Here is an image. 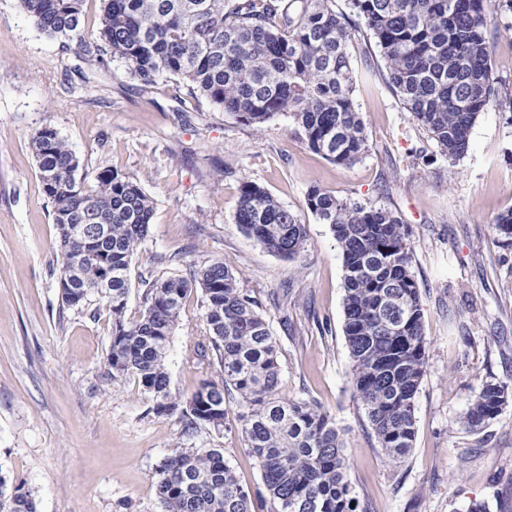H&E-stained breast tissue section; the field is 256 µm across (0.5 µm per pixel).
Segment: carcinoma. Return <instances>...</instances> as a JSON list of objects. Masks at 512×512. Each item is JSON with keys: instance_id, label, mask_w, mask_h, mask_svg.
Returning a JSON list of instances; mask_svg holds the SVG:
<instances>
[{"instance_id": "obj_1", "label": "carcinoma", "mask_w": 512, "mask_h": 512, "mask_svg": "<svg viewBox=\"0 0 512 512\" xmlns=\"http://www.w3.org/2000/svg\"><path fill=\"white\" fill-rule=\"evenodd\" d=\"M85 0H21L42 32L80 40L83 54L123 59L145 85L172 76L239 121L260 125L286 114L308 147L340 166L366 151L355 101L352 32L374 41L383 79L412 120L450 159L464 157L479 114L503 97L487 37L496 0H103L96 40H83ZM30 145L58 234V280L81 265L78 284L95 286L98 263L63 224H106L97 245L112 260V283L96 291L112 314L107 366L133 376L157 415L179 416L183 434L224 427V402L246 406L242 434L262 468L272 512H357L349 465L336 423L316 405L279 396L278 345L258 302L238 287L221 259L193 262L175 277L143 280L138 320L125 318L130 265L146 240L153 202L142 186L111 169L93 183L76 177L79 160L44 127ZM308 209L330 226L343 256L344 336L353 388L390 459L405 458L415 437V399L426 366L418 288L410 271L408 233L395 213L314 187ZM235 223L264 249L293 259L307 242L306 225L267 190L242 182ZM495 230L512 242V210ZM200 292L204 308L198 361L216 360L221 380L191 395L171 392L166 358L182 303ZM508 403L507 388L485 383L467 411L481 428ZM162 512H252V492L237 481L222 448H177L158 466ZM0 512H37L21 484L0 475Z\"/></svg>"}]
</instances>
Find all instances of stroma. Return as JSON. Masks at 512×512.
Returning <instances> with one entry per match:
<instances>
[{
  "mask_svg": "<svg viewBox=\"0 0 512 512\" xmlns=\"http://www.w3.org/2000/svg\"><path fill=\"white\" fill-rule=\"evenodd\" d=\"M496 70L512 89V10L490 13ZM347 50L366 151L353 166L312 151L287 115L242 123L190 94L182 80L143 85L125 60L87 62L52 37L20 0H0V475L23 484L38 512H161L157 468L177 448H220L239 483L262 486L242 435L245 406L224 402V426L186 437L159 416L132 377L110 378L107 308L59 299L57 231L30 147L53 128L79 159L137 180L153 202L131 263L126 316L141 312L140 280L223 259L260 303L279 347L280 394L319 405L341 433L359 512H512V401L480 430L465 416L483 383L512 390V244L495 218L512 210V106L482 112L470 150L443 156L381 79L365 32ZM264 187L307 226L301 253L264 250L235 222L243 180ZM391 209L408 230L423 308L425 373L410 453L390 460L352 388L343 332V260L329 225L306 205L311 188ZM199 293L187 296L167 356L172 392L220 378L198 363Z\"/></svg>",
  "mask_w": 512,
  "mask_h": 512,
  "instance_id": "1",
  "label": "stroma"
}]
</instances>
